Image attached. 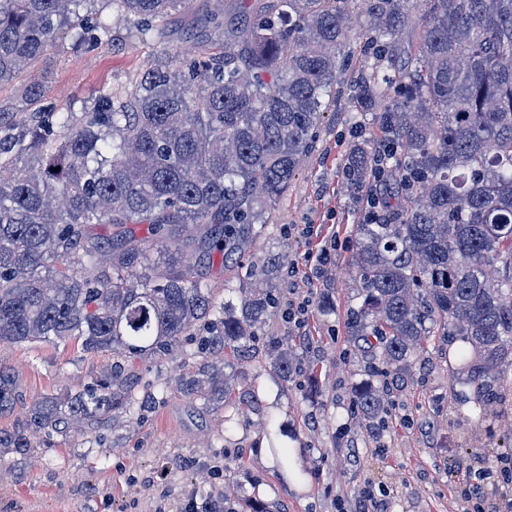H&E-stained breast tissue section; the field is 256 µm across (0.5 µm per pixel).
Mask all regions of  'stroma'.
I'll use <instances>...</instances> for the list:
<instances>
[{
	"mask_svg": "<svg viewBox=\"0 0 512 512\" xmlns=\"http://www.w3.org/2000/svg\"><path fill=\"white\" fill-rule=\"evenodd\" d=\"M216 0H196L194 16L171 20L182 61L202 43L192 19ZM155 49L132 42L125 26L86 54L70 51L65 36L37 63L51 73L50 103L64 110L102 85L124 86L156 59ZM373 122L355 130L344 107L324 113L314 152L278 201L240 266L206 270L216 287H249L250 261L280 264V293L296 289L310 300L303 327L284 310L271 314L262 333L287 338L301 370L291 381L273 376L263 352L248 362L228 355L226 374L236 392L255 390L259 409L244 407L232 426L224 408L205 410L169 392L126 427L103 424L85 434L53 436L33 457L0 459V512H184L189 497L204 501L224 488L258 498L272 512H358L367 493L380 495L385 512H464L460 489L465 462L481 459L486 500L500 493L498 457L506 452L512 412L471 421L468 406L448 391V361L429 346L410 362L390 393L392 416L379 435L355 417L350 387L364 376L361 351L349 338L347 314L356 290L349 276L353 228L362 220L342 175L345 156L359 138L379 135ZM316 224L320 239L301 225ZM335 241L329 263L314 279L293 274L318 240ZM112 356L72 345L0 343V363L17 370L26 401L76 392L90 385Z\"/></svg>",
	"mask_w": 512,
	"mask_h": 512,
	"instance_id": "35a3bbf8",
	"label": "stroma"
}]
</instances>
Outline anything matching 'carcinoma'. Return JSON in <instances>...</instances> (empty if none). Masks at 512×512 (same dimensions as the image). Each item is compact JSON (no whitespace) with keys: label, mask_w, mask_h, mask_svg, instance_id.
<instances>
[{"label":"carcinoma","mask_w":512,"mask_h":512,"mask_svg":"<svg viewBox=\"0 0 512 512\" xmlns=\"http://www.w3.org/2000/svg\"><path fill=\"white\" fill-rule=\"evenodd\" d=\"M193 2L0 0V85L60 33L82 53L123 23L163 55L79 112L44 103V72L0 105V342L112 352L90 386L36 399L22 427L1 429L0 455L34 454L37 435L130 424L172 387L228 404L224 353L254 349L279 296L221 297L203 265L216 253L240 262L345 96L353 123L369 114L382 133L343 167L353 197L383 206L356 225L347 329L380 365L352 384V407L383 428V380L438 339L459 343L452 393L481 419L512 409V0H269L249 24L237 18L254 0H233L203 19L223 51L182 67L167 18ZM353 25L364 63L348 93L340 56ZM187 251L195 262L181 263ZM178 349L196 370L136 396L137 363ZM265 353L282 379L297 372L288 339ZM22 400L19 375L0 364V417Z\"/></svg>","instance_id":"cac0c4a2"}]
</instances>
